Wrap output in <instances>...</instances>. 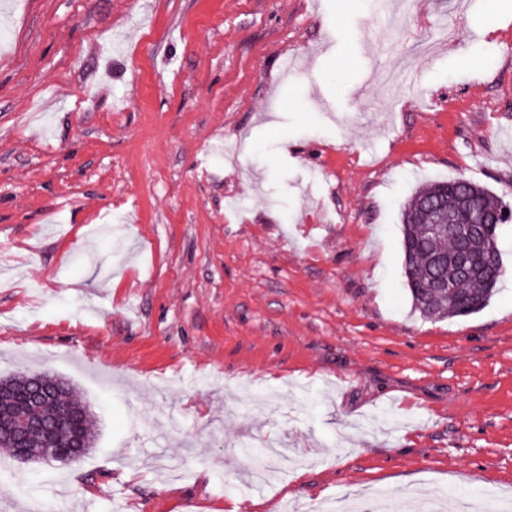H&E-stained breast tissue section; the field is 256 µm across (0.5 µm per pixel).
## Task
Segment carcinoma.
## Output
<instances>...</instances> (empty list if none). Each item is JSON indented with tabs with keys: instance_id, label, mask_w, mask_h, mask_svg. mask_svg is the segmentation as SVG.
Instances as JSON below:
<instances>
[{
	"instance_id": "obj_1",
	"label": "carcinoma",
	"mask_w": 512,
	"mask_h": 512,
	"mask_svg": "<svg viewBox=\"0 0 512 512\" xmlns=\"http://www.w3.org/2000/svg\"><path fill=\"white\" fill-rule=\"evenodd\" d=\"M468 199L474 211L491 223L484 225L480 242L471 259L479 268L467 272L454 260L462 243L448 230L436 232L438 221L461 223V199ZM512 220V209L489 190L458 177L423 186L415 191L401 214L402 251L406 287L412 306L427 319H445L479 312L496 293L505 276L499 228ZM41 384L53 391V398L31 409V413L57 419L56 450L50 462H69L84 456L96 438V423L88 407L73 396L70 383L47 374L19 375L0 379V448L16 456V423L20 397Z\"/></svg>"
}]
</instances>
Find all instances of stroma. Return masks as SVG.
Wrapping results in <instances>:
<instances>
[{
	"label": "stroma",
	"instance_id": "stroma-1",
	"mask_svg": "<svg viewBox=\"0 0 512 512\" xmlns=\"http://www.w3.org/2000/svg\"><path fill=\"white\" fill-rule=\"evenodd\" d=\"M8 2L0 378L68 380L97 438L9 460L0 512L512 495V223L467 317L414 311L401 248L424 184L512 205V9ZM268 444L300 472L254 463Z\"/></svg>",
	"mask_w": 512,
	"mask_h": 512
}]
</instances>
